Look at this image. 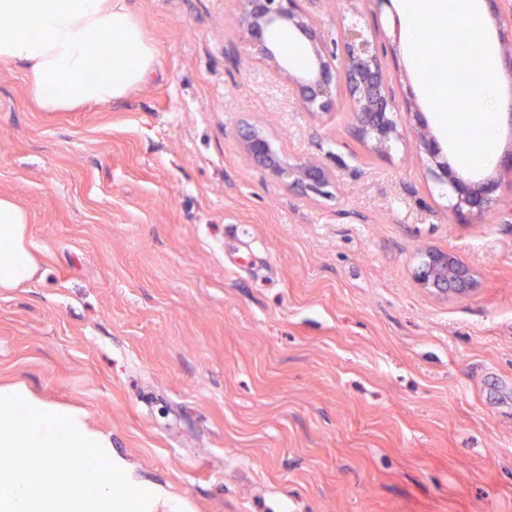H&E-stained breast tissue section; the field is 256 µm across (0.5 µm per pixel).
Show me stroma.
I'll list each match as a JSON object with an SVG mask.
<instances>
[{
	"label": "stroma",
	"mask_w": 512,
	"mask_h": 512,
	"mask_svg": "<svg viewBox=\"0 0 512 512\" xmlns=\"http://www.w3.org/2000/svg\"><path fill=\"white\" fill-rule=\"evenodd\" d=\"M160 68L104 107L46 112L0 62V196L40 275L0 292V381L80 408L152 512H512V202L456 220L401 119L384 155L349 106L302 112L246 59L235 0H128ZM399 0H319L388 48L444 139ZM335 176L272 181L249 131ZM477 286L418 285L425 249Z\"/></svg>",
	"instance_id": "stroma-1"
}]
</instances>
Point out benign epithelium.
I'll list each match as a JSON object with an SVG mask.
<instances>
[{"instance_id":"benign-epithelium-1","label":"benign epithelium","mask_w":512,"mask_h":512,"mask_svg":"<svg viewBox=\"0 0 512 512\" xmlns=\"http://www.w3.org/2000/svg\"><path fill=\"white\" fill-rule=\"evenodd\" d=\"M243 41L251 47L248 61L272 62L277 75L294 83L302 111L309 115L328 113L336 108L341 95H346L353 118L355 137L365 142L374 140V150L385 151L390 139L399 134L397 114L405 111L413 117L412 132L419 148L432 159L441 153L440 143L429 130L425 114L412 108L410 101L400 106L390 86L384 64L385 52L373 37L356 29H346L341 37V53L327 51L320 22L314 12L316 0H238ZM287 27L312 47L309 69L301 76L288 71L278 61L277 46L271 41L272 31ZM245 151L273 180L299 189L313 199L325 195L333 183L332 171L321 162L299 159L283 160L272 141L252 132L246 136ZM438 181L450 186L457 196L453 210L459 219L483 217L499 205L502 188L512 192V149L498 160V176L477 178L452 172L437 165ZM415 277L418 284L433 293L465 294L476 287L473 270L454 254L429 248L421 254Z\"/></svg>"}]
</instances>
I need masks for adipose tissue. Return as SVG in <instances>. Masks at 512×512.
Listing matches in <instances>:
<instances>
[{"instance_id":"ef3b65f1","label":"adipose tissue","mask_w":512,"mask_h":512,"mask_svg":"<svg viewBox=\"0 0 512 512\" xmlns=\"http://www.w3.org/2000/svg\"><path fill=\"white\" fill-rule=\"evenodd\" d=\"M110 41L112 64L98 69L97 36ZM0 61L21 65L43 110L107 106L123 100L159 66L128 0H0ZM29 214L0 197V291L33 282L39 265Z\"/></svg>"}]
</instances>
